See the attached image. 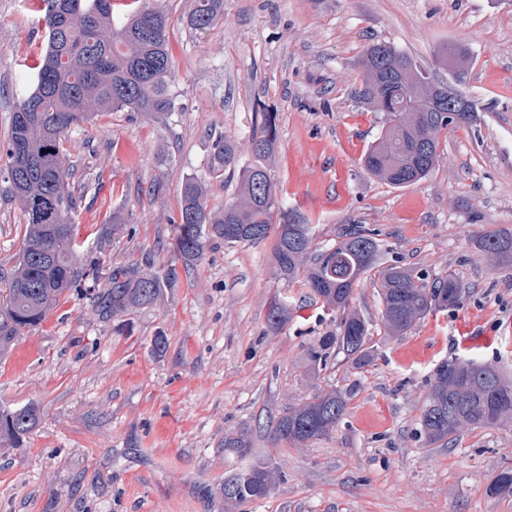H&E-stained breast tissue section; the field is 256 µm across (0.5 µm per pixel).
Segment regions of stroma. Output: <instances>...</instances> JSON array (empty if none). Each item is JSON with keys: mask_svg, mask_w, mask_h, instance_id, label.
<instances>
[{"mask_svg": "<svg viewBox=\"0 0 512 512\" xmlns=\"http://www.w3.org/2000/svg\"><path fill=\"white\" fill-rule=\"evenodd\" d=\"M31 2L0 0V143L46 47ZM150 3L171 16L181 111L103 112L72 128L64 149L81 257L105 276L148 254L177 269L178 283L130 313L127 333L68 292L0 355V405L41 412L20 447H0V512H512V497L488 492L512 468V422L445 447L414 436L440 362L474 359L512 379V263L478 249L484 232H512V0H224L204 33L185 22L191 0ZM381 42L445 82L446 46L470 58L462 90L475 120L442 135L446 163L404 188L361 164L384 116L357 96L359 59ZM265 112L276 115L280 207L313 224L319 245L360 224L378 233L384 263L433 278L452 271L464 284L458 306L389 336L378 288L363 278L352 306L370 324L374 359L364 368L314 369L310 351L337 315L279 277L271 241L209 244L188 271L176 251L183 181H205L210 206L230 200L239 175L209 177L213 139L233 136L247 166ZM116 212L128 234L101 239ZM25 224L0 180V273L14 265ZM277 293L290 304L278 329L267 322ZM330 388L350 399L329 437L272 443L288 406ZM243 429L251 448L225 447ZM262 461L276 470L268 495L225 501V477Z\"/></svg>", "mask_w": 512, "mask_h": 512, "instance_id": "35a3bbf8", "label": "stroma"}]
</instances>
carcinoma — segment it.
<instances>
[{"label":"carcinoma","instance_id":"cac0c4a2","mask_svg":"<svg viewBox=\"0 0 512 512\" xmlns=\"http://www.w3.org/2000/svg\"><path fill=\"white\" fill-rule=\"evenodd\" d=\"M224 0H193L186 22L205 33L216 25ZM170 17L146 4H127L114 16L113 0H47L42 23L47 42L34 67L31 88L23 91L12 115L6 151L7 182L20 202L27 224L24 244L14 268L0 289V354L26 328L40 325L59 298L71 289L84 290L94 314L125 331L123 317L152 307L176 286V269L147 273L133 265L112 267L105 288L97 287L99 264L83 261L72 215L76 201L70 191L62 137L99 112H141L169 115L181 109L171 84L168 46ZM364 75L358 97L385 121L362 159L364 169L394 187L428 177L442 160L441 133L469 124L475 112L468 98L448 108V83L435 80L394 46L373 43L360 57ZM439 65L452 72L455 84L465 83L469 58L460 47L449 49ZM253 163L240 172L234 198L214 209L206 201L205 184L186 178L181 208L174 224L176 249L189 267L202 259L213 241L258 243L273 239L272 255L279 276L300 279L312 296L339 313L336 332L320 337L311 349L313 366L325 368L343 360L357 369L371 356L367 319L350 308L354 286L371 272L378 275L384 332L410 330L427 315L460 303L462 281L453 273L435 284L397 265L382 266V244L371 230L356 226L340 234L334 245L318 248L314 227L302 224L280 208L268 163L278 149L276 113H262L250 140ZM238 145L218 135L209 158L215 178L236 168ZM480 249L489 258L512 260V233L488 230ZM268 323L288 321V302H270ZM348 394L321 392L313 400L292 405L278 419L273 444H304L329 436L347 411ZM512 420V381L496 366L446 360L434 370L415 436L427 445H446L466 430ZM33 403L0 408V444L17 446L37 426ZM271 488V472L259 462L224 480L228 502L260 499ZM491 493L512 497V470L496 477Z\"/></svg>","mask_w":512,"mask_h":512}]
</instances>
